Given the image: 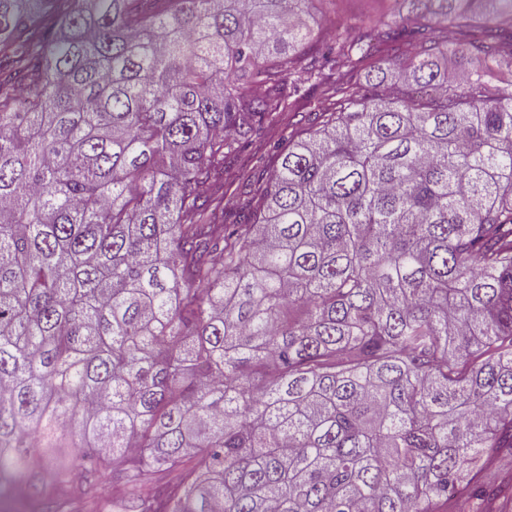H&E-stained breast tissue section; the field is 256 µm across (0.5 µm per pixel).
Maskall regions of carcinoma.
Segmentation results:
<instances>
[{"instance_id": "carcinoma-1", "label": "carcinoma", "mask_w": 512, "mask_h": 512, "mask_svg": "<svg viewBox=\"0 0 512 512\" xmlns=\"http://www.w3.org/2000/svg\"><path fill=\"white\" fill-rule=\"evenodd\" d=\"M314 2L0 0V512H76L62 447L119 512L503 495L512 0H390L326 53ZM290 131L291 129L282 125H269L246 154L231 160L228 173L224 174V222L226 224H232L242 219L243 210L237 205L244 199L242 186L237 178L239 172L242 169H251L255 166L256 159L267 155L269 145L280 142L283 136H288ZM503 458H496L486 461L478 475V479L487 482L494 487L501 484L512 483V467L507 468L502 464Z\"/></svg>"}]
</instances>
